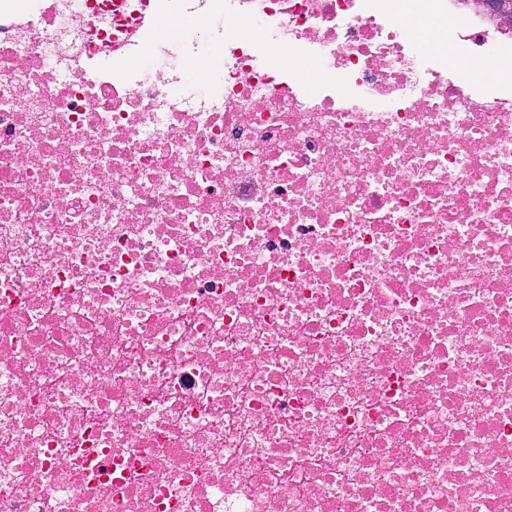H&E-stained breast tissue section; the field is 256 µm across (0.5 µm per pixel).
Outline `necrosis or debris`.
<instances>
[{"label": "necrosis or debris", "instance_id": "obj_1", "mask_svg": "<svg viewBox=\"0 0 512 512\" xmlns=\"http://www.w3.org/2000/svg\"><path fill=\"white\" fill-rule=\"evenodd\" d=\"M194 5L0 0V512H512V26Z\"/></svg>", "mask_w": 512, "mask_h": 512}]
</instances>
